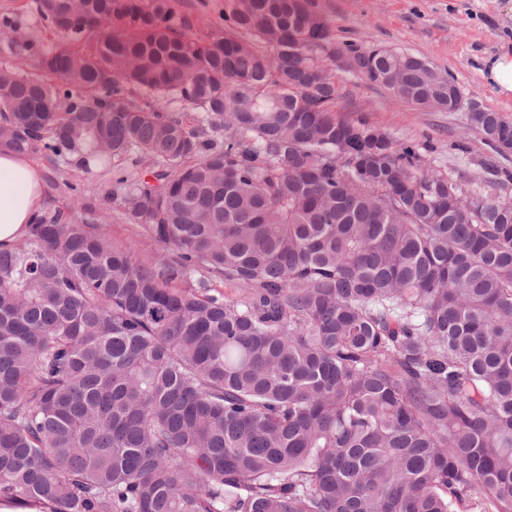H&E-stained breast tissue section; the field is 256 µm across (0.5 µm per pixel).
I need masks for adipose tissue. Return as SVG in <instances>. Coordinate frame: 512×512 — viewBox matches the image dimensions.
I'll return each instance as SVG.
<instances>
[{"label":"adipose tissue","mask_w":512,"mask_h":512,"mask_svg":"<svg viewBox=\"0 0 512 512\" xmlns=\"http://www.w3.org/2000/svg\"><path fill=\"white\" fill-rule=\"evenodd\" d=\"M482 77L501 98L512 99V43H503L484 60ZM44 180L28 156L0 152V248L12 247L26 236L41 214Z\"/></svg>","instance_id":"adipose-tissue-1"}]
</instances>
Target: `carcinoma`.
Returning <instances> with one entry per match:
<instances>
[{
	"label": "carcinoma",
	"instance_id": "carcinoma-1",
	"mask_svg": "<svg viewBox=\"0 0 512 512\" xmlns=\"http://www.w3.org/2000/svg\"><path fill=\"white\" fill-rule=\"evenodd\" d=\"M39 8L69 41L31 76L0 68V147L108 166L128 218L173 265L61 213L0 249V499L49 512H512V202L472 198L409 147L341 114L313 0H228L202 43L170 0ZM93 40L85 53L70 43ZM370 76L379 49L341 44ZM403 99L470 103L411 67ZM329 72L314 95L297 72ZM137 89L152 99L130 101ZM226 132L162 115L167 97ZM500 149L512 123L468 116ZM203 269L246 289L238 301ZM200 279L208 280L212 288H216L219 291L224 293V298L230 301H236L245 295L246 290L244 288H239L236 285L224 282L221 279L211 277L204 270L196 271L192 274L189 280H186L184 285L188 284H196Z\"/></svg>",
	"mask_w": 512,
	"mask_h": 512
}]
</instances>
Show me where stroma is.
<instances>
[{"label": "stroma", "mask_w": 512, "mask_h": 512, "mask_svg": "<svg viewBox=\"0 0 512 512\" xmlns=\"http://www.w3.org/2000/svg\"><path fill=\"white\" fill-rule=\"evenodd\" d=\"M39 0H0V20L16 23L24 39L53 48L60 34L39 17ZM176 19L188 20L201 41L223 35L224 0H170ZM337 40L362 49L381 47L429 60L451 71L465 95L512 121V100L498 98L481 78L485 58L503 40L512 39V0H315ZM341 105L347 115L361 116L422 155L431 168L456 176L479 171L480 163L495 156L500 168L512 171V152L494 155L481 133L471 129L466 112L421 110L390 89L370 82L363 74L343 75ZM465 143L466 151L456 150ZM40 169L46 196L43 215L61 212L118 247H131L133 259L151 264L174 260L176 253L157 242L143 226L123 215L113 199L117 174L145 173L149 166L135 155L113 158L110 167L88 168L77 160L31 156Z\"/></svg>", "instance_id": "35a3bbf8"}]
</instances>
